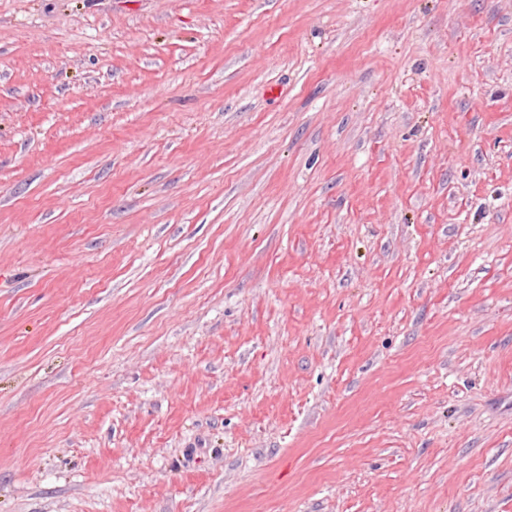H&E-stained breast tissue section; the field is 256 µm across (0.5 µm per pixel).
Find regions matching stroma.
Instances as JSON below:
<instances>
[{
  "instance_id": "stroma-1",
  "label": "stroma",
  "mask_w": 512,
  "mask_h": 512,
  "mask_svg": "<svg viewBox=\"0 0 512 512\" xmlns=\"http://www.w3.org/2000/svg\"><path fill=\"white\" fill-rule=\"evenodd\" d=\"M0 512H512V0H0Z\"/></svg>"
}]
</instances>
